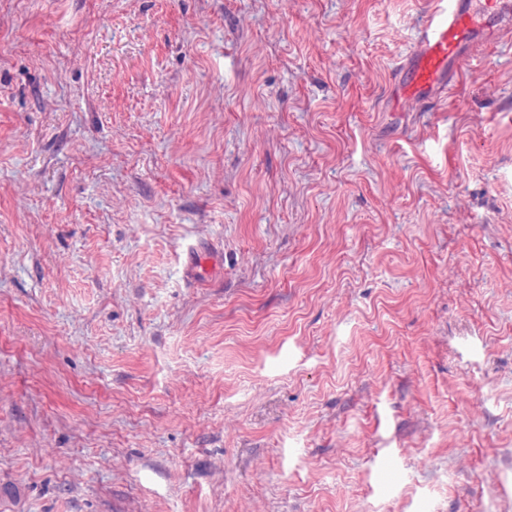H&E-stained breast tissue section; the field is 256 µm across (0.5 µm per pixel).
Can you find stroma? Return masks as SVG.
<instances>
[{"label": "stroma", "instance_id": "stroma-1", "mask_svg": "<svg viewBox=\"0 0 512 512\" xmlns=\"http://www.w3.org/2000/svg\"><path fill=\"white\" fill-rule=\"evenodd\" d=\"M434 0H0V512H512V44ZM507 14L512 15L509 0L437 1L422 24L415 49L398 66L401 97L417 110L445 93L479 49L484 53L491 35L498 38V26Z\"/></svg>", "mask_w": 512, "mask_h": 512}]
</instances>
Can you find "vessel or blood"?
I'll list each match as a JSON object with an SVG mask.
<instances>
[{
  "mask_svg": "<svg viewBox=\"0 0 512 512\" xmlns=\"http://www.w3.org/2000/svg\"><path fill=\"white\" fill-rule=\"evenodd\" d=\"M508 15L512 0H437L415 49L398 66L402 98L417 108L445 93Z\"/></svg>",
  "mask_w": 512,
  "mask_h": 512,
  "instance_id": "vessel-or-blood-1",
  "label": "vessel or blood"
}]
</instances>
